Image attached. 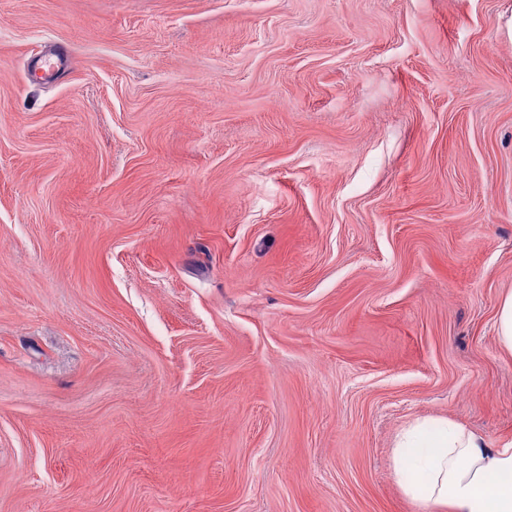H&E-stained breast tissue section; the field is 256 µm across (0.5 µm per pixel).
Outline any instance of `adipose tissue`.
Segmentation results:
<instances>
[{
  "label": "adipose tissue",
  "instance_id": "1",
  "mask_svg": "<svg viewBox=\"0 0 512 512\" xmlns=\"http://www.w3.org/2000/svg\"><path fill=\"white\" fill-rule=\"evenodd\" d=\"M393 472L427 510L512 512V439L493 443L461 424L425 419L403 433Z\"/></svg>",
  "mask_w": 512,
  "mask_h": 512
}]
</instances>
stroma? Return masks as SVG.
Here are the masks:
<instances>
[{"mask_svg": "<svg viewBox=\"0 0 512 512\" xmlns=\"http://www.w3.org/2000/svg\"><path fill=\"white\" fill-rule=\"evenodd\" d=\"M511 8L0 0V512H422L405 427L511 439ZM496 333L500 346L512 352V293L503 299L499 307Z\"/></svg>", "mask_w": 512, "mask_h": 512, "instance_id": "obj_1", "label": "stroma"}]
</instances>
